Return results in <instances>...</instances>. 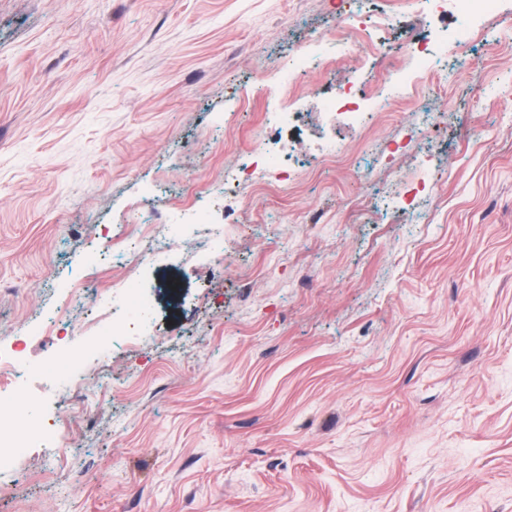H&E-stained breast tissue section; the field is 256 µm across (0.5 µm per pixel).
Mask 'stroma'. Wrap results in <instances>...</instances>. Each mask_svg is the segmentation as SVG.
<instances>
[{
	"label": "stroma",
	"mask_w": 512,
	"mask_h": 512,
	"mask_svg": "<svg viewBox=\"0 0 512 512\" xmlns=\"http://www.w3.org/2000/svg\"><path fill=\"white\" fill-rule=\"evenodd\" d=\"M351 9L0 0V404L39 433L0 512H512V0ZM307 46L337 67L299 76ZM349 77L370 114L339 137ZM262 124L306 167L225 190ZM140 212L174 236L151 309L74 301Z\"/></svg>",
	"instance_id": "obj_1"
}]
</instances>
